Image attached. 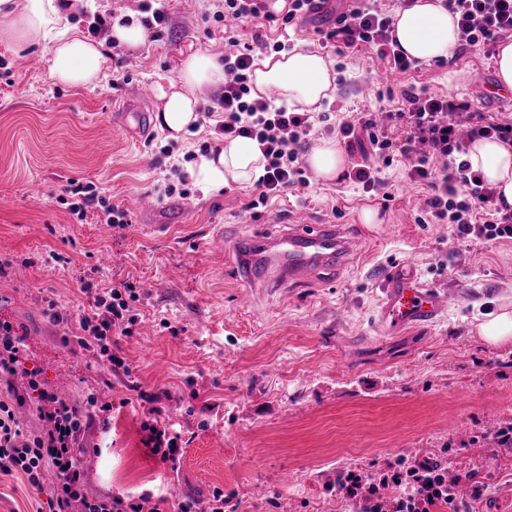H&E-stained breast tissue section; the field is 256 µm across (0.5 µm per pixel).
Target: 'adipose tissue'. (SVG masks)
Returning a JSON list of instances; mask_svg holds the SVG:
<instances>
[{
  "label": "adipose tissue",
  "instance_id": "adipose-tissue-1",
  "mask_svg": "<svg viewBox=\"0 0 512 512\" xmlns=\"http://www.w3.org/2000/svg\"><path fill=\"white\" fill-rule=\"evenodd\" d=\"M393 36L408 58L422 63L445 60L457 48V19L441 0H413L396 11ZM0 43L12 48L40 47L49 78L74 88L99 84L111 56L106 43L68 25L59 0H0ZM223 82L224 66L217 56L198 51L183 59L176 77L155 87L157 127L170 138H181L199 121L198 91ZM253 83L260 94L276 88L278 105L292 112L319 111L336 92L328 56L313 49L263 57L253 72ZM464 158L512 209V147L493 138H476L467 143ZM266 164L257 141L228 139L218 151L202 158L192 176L204 192L212 193L231 185H254L263 177Z\"/></svg>",
  "mask_w": 512,
  "mask_h": 512
}]
</instances>
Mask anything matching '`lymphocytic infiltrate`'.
<instances>
[{"instance_id": "obj_1", "label": "lymphocytic infiltrate", "mask_w": 512, "mask_h": 512, "mask_svg": "<svg viewBox=\"0 0 512 512\" xmlns=\"http://www.w3.org/2000/svg\"><path fill=\"white\" fill-rule=\"evenodd\" d=\"M458 17L459 39L467 46L490 47L512 38V0H443ZM319 0H288L283 17L269 11L267 0H224L215 22L232 17L239 24L261 27L263 22L282 19L289 24L319 13ZM392 14L379 10L373 0H359L351 9L335 16L334 26L324 35L328 41H342L346 47L375 50L390 70L404 73L413 68L391 36ZM224 54V88L218 99L223 113L213 127L218 136L255 139L264 147L267 165L258 181L259 203L287 189L307 185L306 169L300 161L303 141L316 122L334 121L348 151H359L346 177L364 192L384 189L383 168L401 161L408 178L426 185L430 195L416 221L420 224H450L457 237L471 239H512V211H502L494 191L467 161L458 157L468 138L495 137L512 145V120H504L473 108L471 102L427 93H405L404 106L390 113L389 126L378 125L374 113L331 118L329 113L291 112L262 96L252 97L250 73L255 50L282 51L283 42L254 35L251 42L228 37ZM470 114L467 133L456 124L458 112ZM135 286L127 281L112 287L109 294L95 295L88 313L81 315L78 342L94 346L100 362L113 372H129L118 355L114 337L128 336L136 323L132 304L138 301ZM0 383L6 397L0 398V475H20L39 485L42 471L52 467L58 478L48 502L49 512H162L151 496L132 500L119 496L89 498L83 491V474L76 445L80 434L96 414L108 411V404L89 398L85 410H77L52 391L43 388L39 373L29 367L23 337L8 319L0 318ZM38 398L37 412L46 427L26 429L15 414L24 391ZM442 460L426 458L388 463L384 473L391 483L403 486L390 512H462L454 490L444 488Z\"/></svg>"}]
</instances>
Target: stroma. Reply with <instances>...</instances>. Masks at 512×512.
<instances>
[{"label":"stroma","mask_w":512,"mask_h":512,"mask_svg":"<svg viewBox=\"0 0 512 512\" xmlns=\"http://www.w3.org/2000/svg\"><path fill=\"white\" fill-rule=\"evenodd\" d=\"M223 4L168 0L159 36L114 49L94 88L51 82L40 48L0 45V259L10 263L0 313L20 327L48 389L80 409L92 395L111 406L79 438L85 494L148 493L171 507L193 498L205 510L219 489L237 512H322L325 488L350 464L380 469L433 448L450 472L482 476L483 496L461 491L466 512H512V448L493 441L512 424V345L488 347L476 332L480 318L512 301V239H462L450 225L416 223L429 190L399 164L384 173L388 201L314 176L258 208L254 186L206 194L181 176L195 167L187 152L206 141L220 147L215 118L177 140L154 128L134 141L113 124L129 93L175 76L181 58L223 56L224 28L212 19ZM344 7L330 0L297 26L269 30L332 60L336 93L325 111L372 110L412 89L512 117L511 93L486 97L497 80L482 49L462 46L391 79L374 51L321 43ZM73 181L94 184L126 224L104 223L97 207L77 219L64 203ZM179 182L187 195H164ZM369 205L380 218L366 227L371 244L338 278L256 288L240 303L237 242L280 233L282 213L347 227ZM396 263L448 295L431 326L382 327L380 275ZM88 280L103 288L128 280L139 292L134 332L117 339L130 374L101 371L97 349L77 342ZM52 301L63 321L48 314ZM142 389L159 401L138 399ZM155 421L181 433L177 463L143 445L142 426ZM56 484L49 467L37 487L0 479V512H42Z\"/></svg>","instance_id":"35a3bbf8"}]
</instances>
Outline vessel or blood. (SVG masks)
I'll use <instances>...</instances> for the list:
<instances>
[{"instance_id": "obj_1", "label": "vessel or blood", "mask_w": 512, "mask_h": 512, "mask_svg": "<svg viewBox=\"0 0 512 512\" xmlns=\"http://www.w3.org/2000/svg\"><path fill=\"white\" fill-rule=\"evenodd\" d=\"M119 120L139 136L150 130L148 113L137 111L131 102ZM368 242L365 232L346 231L333 224H292L285 232L253 240L240 249L242 280L252 288H273L312 276L333 277ZM380 286L384 294L381 320L389 333L433 322L448 303L436 287L421 283L400 267L389 268Z\"/></svg>"}]
</instances>
